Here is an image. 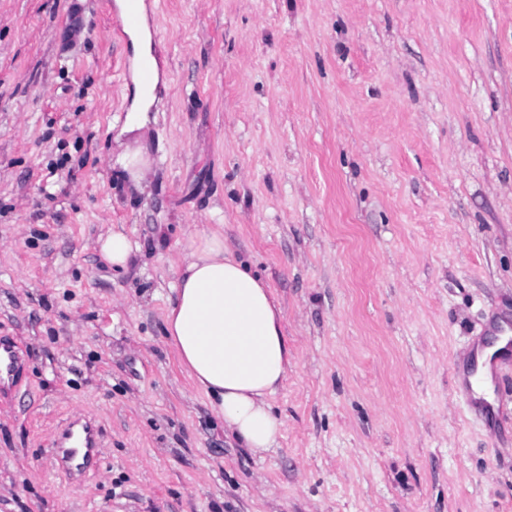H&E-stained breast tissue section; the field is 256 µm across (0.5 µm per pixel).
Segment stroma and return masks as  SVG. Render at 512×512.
Segmentation results:
<instances>
[{"mask_svg":"<svg viewBox=\"0 0 512 512\" xmlns=\"http://www.w3.org/2000/svg\"><path fill=\"white\" fill-rule=\"evenodd\" d=\"M110 0H0V512H512V0H152L168 83L140 183ZM272 288L292 353L257 458L164 337L196 225ZM139 247L115 269L100 235ZM101 428L74 484L68 419ZM20 359L18 346L0 338V397L8 398L13 394ZM99 434L100 427L95 419L90 416L84 417V422L81 424V432L74 441L79 444V446L75 447L85 448L83 463L78 470H74L70 465V461L76 455L77 450L74 447L70 449L57 448L56 459L60 467L69 476H73L75 473L82 475L96 466L98 455L95 453V448L99 445Z\"/></svg>","mask_w":512,"mask_h":512,"instance_id":"35a3bbf8","label":"stroma"}]
</instances>
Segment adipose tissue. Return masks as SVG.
<instances>
[{
  "mask_svg": "<svg viewBox=\"0 0 512 512\" xmlns=\"http://www.w3.org/2000/svg\"><path fill=\"white\" fill-rule=\"evenodd\" d=\"M154 91L133 86L122 124L113 125L117 163L139 177L149 158L137 140L151 121ZM165 313V337L228 434L252 455L274 450L284 422L271 399L288 378L283 310L268 284L224 243L198 230L183 250Z\"/></svg>",
  "mask_w": 512,
  "mask_h": 512,
  "instance_id": "ef3b65f1",
  "label": "adipose tissue"
}]
</instances>
